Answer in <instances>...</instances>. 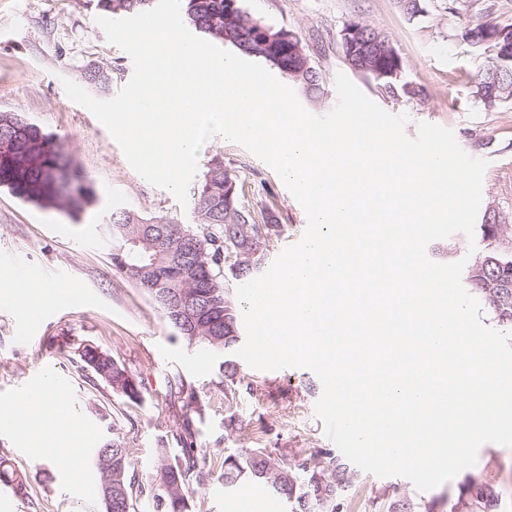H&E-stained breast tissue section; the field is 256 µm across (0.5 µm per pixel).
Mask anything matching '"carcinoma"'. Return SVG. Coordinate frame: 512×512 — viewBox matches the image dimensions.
Wrapping results in <instances>:
<instances>
[{"label": "carcinoma", "mask_w": 512, "mask_h": 512, "mask_svg": "<svg viewBox=\"0 0 512 512\" xmlns=\"http://www.w3.org/2000/svg\"><path fill=\"white\" fill-rule=\"evenodd\" d=\"M155 0H96V7L112 14H138L153 7ZM225 0H181V16L186 24L208 41L227 46L238 54L259 61L266 58L249 53L255 45L251 25L253 19L245 11L224 12ZM293 52L283 48L281 56L270 65L307 96L321 92L319 73L310 60L302 39L288 32ZM361 49L376 67L387 73L378 79L373 73L365 77L374 82L379 92L388 98L416 99L423 90L411 83H402L391 72L403 65L399 53H379V43L386 37L367 25H359L357 33ZM461 40L470 48L483 52L476 66L472 91L473 104L492 110L512 101V28L501 27L483 15L467 18L461 27ZM85 82L106 87L111 74L99 67L84 69ZM26 118L18 113L0 112V187L8 189L21 200L44 209H56L69 204L68 173L71 163L56 138L38 131L22 130ZM237 181V176L220 159L212 160L197 184L194 211L197 224L191 228L167 217L145 219L132 211H114L105 219L108 236L105 242L112 251L115 273L133 279L163 311L168 323L188 345L220 353L230 352L239 342L240 309L224 287L226 259L246 245L232 228L251 224L252 240L247 245L254 252L253 269L259 270L267 243L281 232V225L254 224L250 211L240 203L238 193H229L225 184ZM125 232L131 237H144L153 244L149 252L120 253ZM471 292L488 305L497 321L512 325L498 313L494 295L469 285ZM84 367L105 381L113 391L128 401L141 399L139 384L112 355L86 343L75 348ZM224 371V414L228 427L237 421V366L230 359L221 365ZM171 393L183 399L187 409L197 403L195 392L183 380L171 385ZM180 420L179 453L158 455L156 477L145 485L136 480L131 448L119 433L93 449L94 459H103L99 473V494L105 512H192L187 492L191 485L203 486L210 469L199 464L200 450L196 448L193 422L188 412L176 415ZM223 470L224 490L233 491L247 484L264 486L290 503L289 512H340L342 492L354 480V473L341 463L332 451L314 455L297 466L288 465L284 448L256 446L241 452L226 453L219 459ZM0 481L22 493L26 480L0 459ZM468 512H489L494 498L483 488L468 499Z\"/></svg>", "instance_id": "1"}]
</instances>
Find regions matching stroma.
I'll use <instances>...</instances> for the list:
<instances>
[{"label":"stroma","instance_id":"35a3bbf8","mask_svg":"<svg viewBox=\"0 0 512 512\" xmlns=\"http://www.w3.org/2000/svg\"><path fill=\"white\" fill-rule=\"evenodd\" d=\"M445 3L424 0V14L413 19L397 0H243V8L251 18L297 33L308 45L322 92L302 97L301 103L315 115L327 114L337 103L336 76L347 70L341 48L345 25L360 22L382 33L403 58L404 80L422 86L424 98H385L359 74L353 82L387 112L407 115L408 136H416L419 123L438 124L450 128L469 155L486 159L481 206L496 208L512 221V104L492 110L472 106L476 53L460 42L462 21L448 13ZM98 14L93 0H0V112L22 114L53 134L96 194L94 205L74 218L62 210L39 209L0 189V281L10 280L14 267L21 266L37 290L45 273L59 270L66 285L82 296L72 305L49 309L40 338L22 344L17 340L18 308L9 305L8 294L0 289V400L22 392L27 404H35L39 388L34 374L50 367L58 421L74 419L90 427V448L120 426L143 483L154 479L160 451L174 454L180 448L170 394V384L178 378L196 392L198 402L190 415L197 446L206 457L260 444L287 449L294 466L332 448L315 415L322 384L305 368L259 371L236 359L241 428L227 429L222 356L178 338L148 294L113 271L110 255L100 245L104 220L113 211L164 216L187 226L195 225L196 218L170 191L134 171L105 127L65 94L62 78L80 81L89 65L112 76L108 87L88 86V93L100 100L114 98L132 77L130 57L106 41L95 22ZM215 158L235 171L246 209L256 217L270 209L281 224L263 261L271 266L286 247L301 240L307 227L303 208L274 170L241 145L213 136L198 159L199 170ZM82 342L99 346L136 377L139 402H128L93 373L81 371L74 349ZM52 438L48 429L22 436L0 428V457L27 479L26 494L13 496L8 512H104L94 466L85 460L69 468L45 456ZM479 484L495 491V512H512V447L484 444L473 467L424 493L401 476L359 472L343 496L342 512H390V504L399 499L409 501L415 512H450L459 497ZM188 496L204 512H287L285 501L263 487L225 491L216 465L207 484L191 487Z\"/></svg>","mask_w":512,"mask_h":512}]
</instances>
